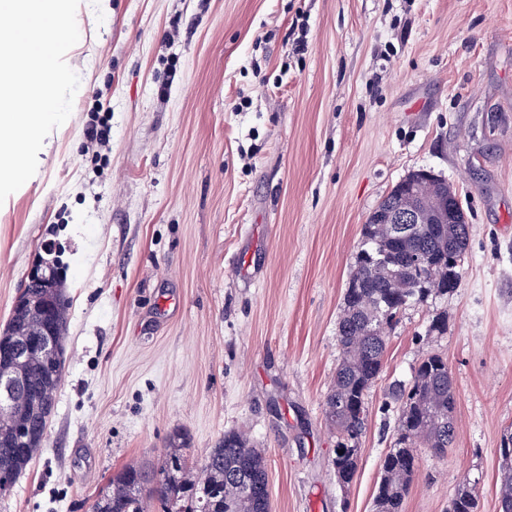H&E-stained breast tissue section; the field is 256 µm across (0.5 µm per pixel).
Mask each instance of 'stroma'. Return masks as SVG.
I'll return each mask as SVG.
<instances>
[{"instance_id":"stroma-1","label":"stroma","mask_w":512,"mask_h":512,"mask_svg":"<svg viewBox=\"0 0 512 512\" xmlns=\"http://www.w3.org/2000/svg\"><path fill=\"white\" fill-rule=\"evenodd\" d=\"M67 124L0 205V331L51 256L70 308L55 408L0 512H91L186 432L201 464L244 426L271 512H374L399 386L448 358L458 429L418 452L405 512L465 480L498 512L512 428V0H106L77 12ZM304 50H297V40ZM105 119L110 142L89 149ZM456 189L459 288L410 302L341 486L324 403L361 229L412 172ZM446 316L443 332L431 330Z\"/></svg>"}]
</instances>
